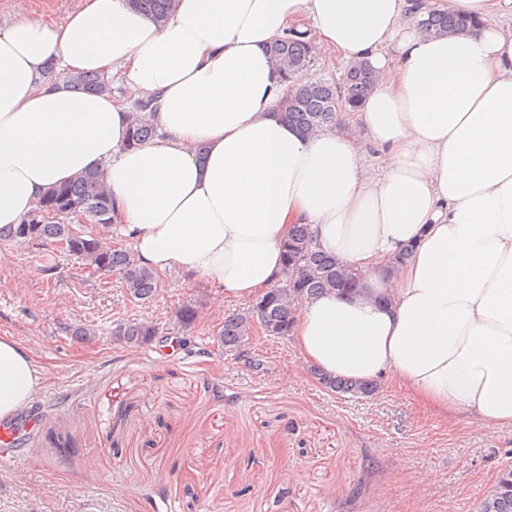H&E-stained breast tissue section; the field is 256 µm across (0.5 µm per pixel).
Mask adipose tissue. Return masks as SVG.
Masks as SVG:
<instances>
[{
  "mask_svg": "<svg viewBox=\"0 0 512 512\" xmlns=\"http://www.w3.org/2000/svg\"><path fill=\"white\" fill-rule=\"evenodd\" d=\"M431 12L474 24L435 35ZM296 32L376 77L313 135L284 119L269 54ZM84 72L116 76L127 100L68 83ZM141 98L159 137L129 148ZM92 169L142 266L228 302L271 288L289 229L307 225L359 287L299 301L303 361L512 431V0H178L160 21L83 0L60 24L0 26V232ZM43 385L0 337V421Z\"/></svg>",
  "mask_w": 512,
  "mask_h": 512,
  "instance_id": "ef3b65f1",
  "label": "adipose tissue"
}]
</instances>
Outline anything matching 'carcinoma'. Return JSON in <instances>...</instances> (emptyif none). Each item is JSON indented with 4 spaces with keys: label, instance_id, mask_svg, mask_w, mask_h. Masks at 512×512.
<instances>
[{
    "label": "carcinoma",
    "instance_id": "obj_1",
    "mask_svg": "<svg viewBox=\"0 0 512 512\" xmlns=\"http://www.w3.org/2000/svg\"><path fill=\"white\" fill-rule=\"evenodd\" d=\"M133 7L161 20L174 6V0H131ZM428 32L455 33L467 27L468 20L452 13H430L421 20ZM270 54L286 81L292 83L290 103L284 117L301 131L309 134L336 124L340 109L331 103L336 85L322 80L301 78L297 70L311 66L310 44L300 38L287 37L270 47ZM72 84L88 92H110L112 88L103 75L79 74L70 78ZM375 83L374 74L362 64L351 65L343 78V105L350 108L363 98ZM151 107V101L135 104L129 126L127 144L139 145L155 135L141 113ZM85 221L89 228L79 237H70L69 228L75 222ZM112 225V198L104 183L103 174L88 171L73 181L53 188L38 204L33 215L17 225L6 238H23L27 241H67L71 255L80 258L94 273H115L121 279L128 296L136 302H147L158 289V276L141 266L130 250L118 247L94 227ZM282 279L263 296L256 299L248 311L224 319L218 334V344L227 352L239 353L254 327L273 338L290 335L293 318L292 307L298 296L320 294L328 290L350 292L358 282L330 254L319 250L313 243L308 228L297 224L288 231L283 242ZM159 334V327L148 321L128 320L118 324L112 332L118 340L130 347L147 345ZM324 387L342 394L357 397L373 395L377 386L352 383L323 376ZM479 512H512V466L499 471L494 484L478 505Z\"/></svg>",
    "mask_w": 512,
    "mask_h": 512
}]
</instances>
